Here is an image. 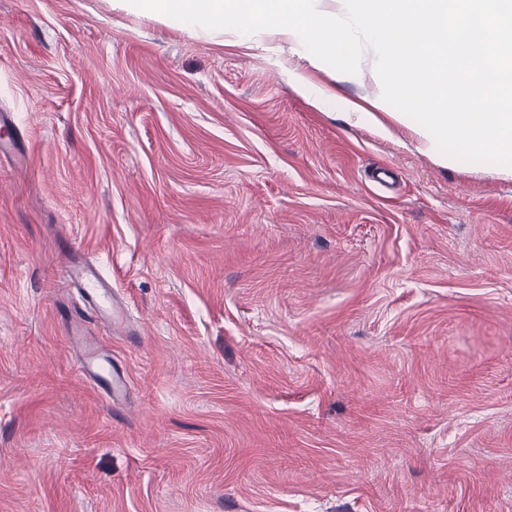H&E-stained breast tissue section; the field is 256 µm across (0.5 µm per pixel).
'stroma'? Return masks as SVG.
I'll list each match as a JSON object with an SVG mask.
<instances>
[{
  "mask_svg": "<svg viewBox=\"0 0 512 512\" xmlns=\"http://www.w3.org/2000/svg\"><path fill=\"white\" fill-rule=\"evenodd\" d=\"M380 99L370 51L0 0V512H512V177ZM73 245L136 330L91 327L116 411ZM62 275L77 289L82 303V313L67 324L68 337L79 350L76 359L78 370L86 380L103 388L116 410L117 402L125 390L127 377L121 369L110 364L102 354L101 347L84 335L85 318L102 320L110 326L112 322L117 325L124 321L122 308L112 291V281L79 250L65 263Z\"/></svg>",
  "mask_w": 512,
  "mask_h": 512,
  "instance_id": "35a3bbf8",
  "label": "stroma"
}]
</instances>
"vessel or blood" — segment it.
<instances>
[{
  "label": "vessel or blood",
  "mask_w": 512,
  "mask_h": 512,
  "mask_svg": "<svg viewBox=\"0 0 512 512\" xmlns=\"http://www.w3.org/2000/svg\"><path fill=\"white\" fill-rule=\"evenodd\" d=\"M62 275L76 288L82 303L80 317L67 324L68 337L79 350L78 370L86 380L103 388L111 402H118L127 377L121 369L109 366L100 347L84 334V321L88 318L116 325L123 322V312L112 291V282L97 265L79 253L65 263Z\"/></svg>",
  "instance_id": "b4317fda"
}]
</instances>
